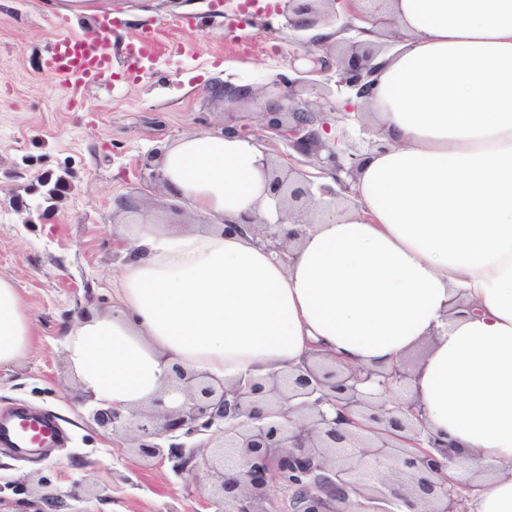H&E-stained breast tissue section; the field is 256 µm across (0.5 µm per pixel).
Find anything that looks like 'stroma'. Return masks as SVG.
Masks as SVG:
<instances>
[{
  "label": "stroma",
  "mask_w": 512,
  "mask_h": 512,
  "mask_svg": "<svg viewBox=\"0 0 512 512\" xmlns=\"http://www.w3.org/2000/svg\"><path fill=\"white\" fill-rule=\"evenodd\" d=\"M282 5L260 0L237 40L221 0H102L98 13L75 16L55 0H0V276L19 289L35 331L27 358L0 369V417L24 408L53 418L64 435L59 448L29 458L0 447V499L12 512H35L47 498L58 501L55 512H205L215 484L205 468L189 480L176 460L142 458L129 436L94 421L99 404L69 366L63 329L112 309L120 262L113 224L191 220L150 179L149 156L228 124L255 136V105L224 100L221 87L273 83L301 39L324 31L295 32ZM104 21L112 72L70 96L44 60L59 39L85 37ZM149 34L186 51H158L144 73L129 75L124 54ZM323 83L335 91L336 108L323 115L330 136L366 152L374 140L369 114L346 115L348 94L337 90L335 74ZM46 175L68 185L64 199L47 200ZM123 198L135 208L120 207ZM15 200L27 210L13 211ZM77 480L93 488L86 501L70 496Z\"/></svg>",
  "instance_id": "obj_1"
}]
</instances>
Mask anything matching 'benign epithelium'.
Listing matches in <instances>:
<instances>
[{"mask_svg":"<svg viewBox=\"0 0 512 512\" xmlns=\"http://www.w3.org/2000/svg\"><path fill=\"white\" fill-rule=\"evenodd\" d=\"M284 2L291 15L288 22L298 31L338 19L335 13L321 14V0ZM354 19L374 29L395 25L388 16L355 13L337 32L353 27ZM301 45L303 59L312 66L300 72L297 82L314 89L318 77L334 69L337 85L358 99L372 96L378 69L374 60L380 52L353 46L333 58L316 38L303 39ZM224 94L231 101H255L263 130L287 140L296 152L325 149L323 170L348 190L346 178L355 177L363 154H345L334 142L321 143L315 129L319 113L298 107L291 96L273 100V91L239 88ZM266 194L278 207V223L271 225L247 212L234 224L224 222V231L256 224L275 250L284 251L286 243L277 242L276 228L312 223L307 214L320 205L316 195L334 198L336 190L316 188L306 172L271 162L266 165ZM172 371L173 385L184 395L178 405L168 406L162 395L148 409L126 415L108 406L97 409L93 419L115 433H132L141 457H161L167 449L183 468L195 460L196 451L185 452L184 443L164 442L207 436L199 447L209 449L202 461L217 479L214 512H355L354 496L376 503L375 512H403L405 507L415 512H465L462 486L445 473L453 462L449 444L424 434L422 405H394L385 398L392 386L414 378L404 363L377 371L312 361L285 375L241 378L229 385L177 365ZM275 478L285 493L280 508L270 498Z\"/></svg>","mask_w":512,"mask_h":512,"instance_id":"obj_1","label":"benign epithelium"}]
</instances>
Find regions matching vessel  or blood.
Returning <instances> with one entry per match:
<instances>
[{"instance_id":"1","label":"vessel or blood","mask_w":512,"mask_h":512,"mask_svg":"<svg viewBox=\"0 0 512 512\" xmlns=\"http://www.w3.org/2000/svg\"><path fill=\"white\" fill-rule=\"evenodd\" d=\"M111 68L110 46L104 38L94 42L61 38L45 60L46 71L73 93L86 82L103 77ZM61 441V433L50 418L23 412L0 418V445L17 454L54 448Z\"/></svg>"}]
</instances>
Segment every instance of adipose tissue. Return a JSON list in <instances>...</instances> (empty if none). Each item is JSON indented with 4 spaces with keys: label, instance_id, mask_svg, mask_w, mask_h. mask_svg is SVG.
I'll return each mask as SVG.
<instances>
[{
    "label": "adipose tissue",
    "instance_id": "ef3b65f1",
    "mask_svg": "<svg viewBox=\"0 0 512 512\" xmlns=\"http://www.w3.org/2000/svg\"><path fill=\"white\" fill-rule=\"evenodd\" d=\"M407 40L378 71L381 149L337 214L289 254L223 223L276 221L254 139L197 132L161 157L192 228L115 225L111 312L67 329L99 403L138 410L172 366L224 383L305 359L389 368L427 353L410 392L429 431L479 471L467 512H512V0H389ZM29 307L0 277V367L32 349Z\"/></svg>",
    "mask_w": 512,
    "mask_h": 512
}]
</instances>
